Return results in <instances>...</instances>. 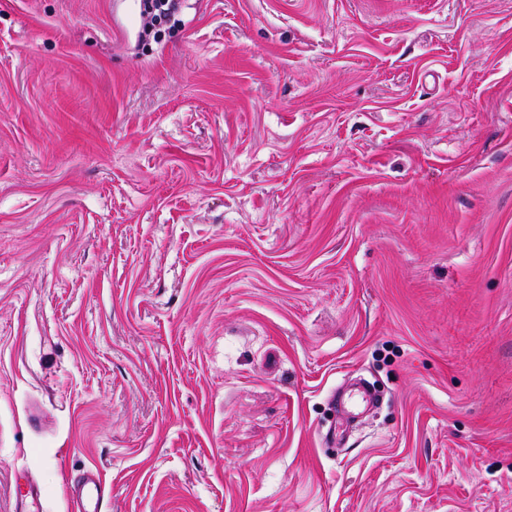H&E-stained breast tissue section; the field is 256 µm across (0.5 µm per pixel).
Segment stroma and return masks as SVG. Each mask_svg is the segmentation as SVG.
Listing matches in <instances>:
<instances>
[{"instance_id":"obj_1","label":"stroma","mask_w":512,"mask_h":512,"mask_svg":"<svg viewBox=\"0 0 512 512\" xmlns=\"http://www.w3.org/2000/svg\"><path fill=\"white\" fill-rule=\"evenodd\" d=\"M151 29L0 0V512H512V0ZM75 512H108V491L98 473L88 472L72 494ZM39 498L37 487L28 477H23V482L19 478L15 479L14 512H38L32 508Z\"/></svg>"}]
</instances>
